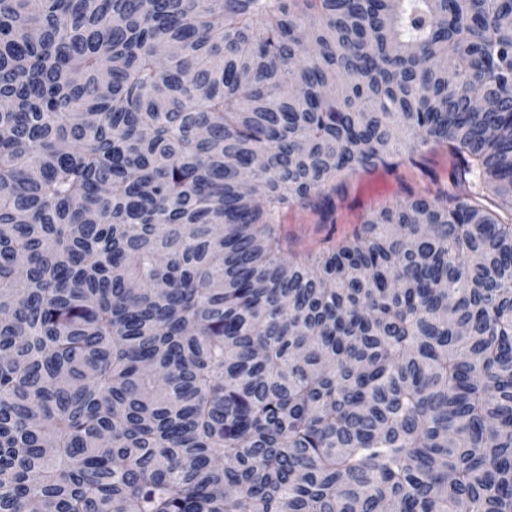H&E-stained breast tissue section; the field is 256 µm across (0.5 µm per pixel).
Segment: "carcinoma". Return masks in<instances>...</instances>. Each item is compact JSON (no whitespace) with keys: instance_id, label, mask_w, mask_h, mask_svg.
Segmentation results:
<instances>
[{"instance_id":"cac0c4a2","label":"carcinoma","mask_w":512,"mask_h":512,"mask_svg":"<svg viewBox=\"0 0 512 512\" xmlns=\"http://www.w3.org/2000/svg\"><path fill=\"white\" fill-rule=\"evenodd\" d=\"M511 17L0 0V512H512ZM425 163L430 174L436 177L439 182L450 184L451 160L448 154H445L441 150L426 153ZM426 180L428 177L422 180L403 166L338 177L336 189L328 191V200L317 201L319 210L300 205L288 208L283 216L284 228L297 248L316 251L323 246L322 240H338L348 234L379 204L416 196Z\"/></svg>"}]
</instances>
